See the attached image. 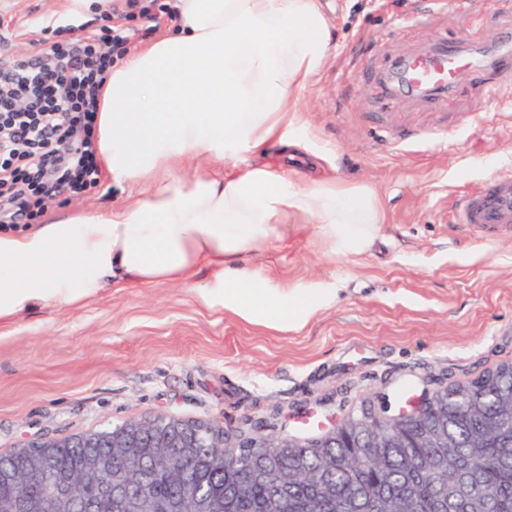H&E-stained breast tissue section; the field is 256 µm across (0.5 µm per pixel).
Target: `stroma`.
Returning a JSON list of instances; mask_svg holds the SVG:
<instances>
[{"mask_svg":"<svg viewBox=\"0 0 512 512\" xmlns=\"http://www.w3.org/2000/svg\"><path fill=\"white\" fill-rule=\"evenodd\" d=\"M418 0H324L332 50L300 95L296 148L273 144L238 166L374 186L386 222L369 255L332 258L307 219L249 262L272 281L338 284L295 332L242 321L177 285L125 288L87 307L46 309L0 327V454L31 435L64 437L155 413L235 430L317 437L369 398L397 400L512 360V237L488 244L451 223L460 195L512 165V72L481 107L466 97L389 101L375 83L391 56L464 39L494 42L512 0L464 16ZM65 0H0V50L22 58Z\"/></svg>","mask_w":512,"mask_h":512,"instance_id":"obj_1","label":"stroma"}]
</instances>
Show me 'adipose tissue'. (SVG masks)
<instances>
[{"instance_id":"ef3b65f1","label":"adipose tissue","mask_w":512,"mask_h":512,"mask_svg":"<svg viewBox=\"0 0 512 512\" xmlns=\"http://www.w3.org/2000/svg\"><path fill=\"white\" fill-rule=\"evenodd\" d=\"M178 30L129 51L98 96L96 160L138 188L121 206L54 213L0 231V326L49 308L81 309L115 288L178 285L220 294L225 310L279 332L302 328L333 294L319 281L274 283L249 257L318 226L329 255L369 253L386 216L360 183L309 184L267 166L228 172L243 153L286 142L299 96L324 66L321 0H170ZM210 279L197 280L200 270Z\"/></svg>"}]
</instances>
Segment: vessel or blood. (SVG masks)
Listing matches in <instances>:
<instances>
[{
	"label": "vessel or blood",
	"instance_id": "b4317fda",
	"mask_svg": "<svg viewBox=\"0 0 512 512\" xmlns=\"http://www.w3.org/2000/svg\"><path fill=\"white\" fill-rule=\"evenodd\" d=\"M495 68L512 70V25L503 27L494 47L472 49L450 42L390 60L384 73L385 93L390 99L406 96L431 100L465 93L477 100L482 86L464 87L458 81L460 73L475 75ZM451 220L486 243L512 235V168L497 171L476 189L463 193Z\"/></svg>",
	"mask_w": 512,
	"mask_h": 512
}]
</instances>
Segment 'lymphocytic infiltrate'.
Masks as SVG:
<instances>
[{
    "label": "lymphocytic infiltrate",
    "mask_w": 512,
    "mask_h": 512,
    "mask_svg": "<svg viewBox=\"0 0 512 512\" xmlns=\"http://www.w3.org/2000/svg\"><path fill=\"white\" fill-rule=\"evenodd\" d=\"M97 29L77 41L0 64V201L27 221L51 201L96 185L97 91L125 37L100 13Z\"/></svg>",
    "instance_id": "f902f5d3"
}]
</instances>
